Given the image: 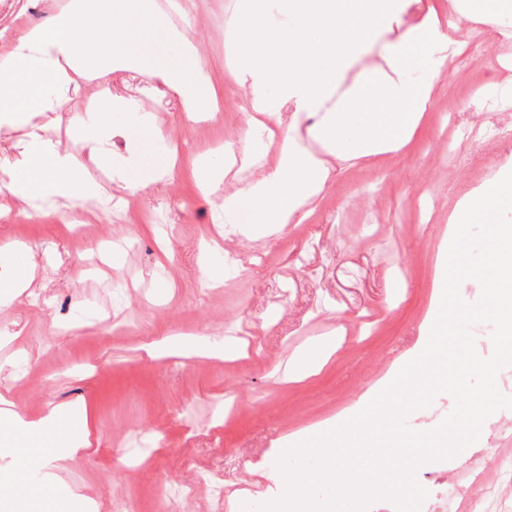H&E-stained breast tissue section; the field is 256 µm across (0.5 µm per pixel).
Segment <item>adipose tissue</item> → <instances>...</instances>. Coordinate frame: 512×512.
<instances>
[{
	"label": "adipose tissue",
	"instance_id": "ef3b65f1",
	"mask_svg": "<svg viewBox=\"0 0 512 512\" xmlns=\"http://www.w3.org/2000/svg\"><path fill=\"white\" fill-rule=\"evenodd\" d=\"M264 0H239L229 20L232 38L228 57L237 84L248 87V124L253 128L283 124L279 103L293 106L277 166L259 169L246 186L224 195V222L244 237L269 236L288 224L304 223L312 203L336 174L340 159L373 160L407 143L435 99L436 79L449 58L470 48L472 33H488L508 45L512 29L493 24L494 14L511 10L512 0H454L456 21L428 10L407 29L400 46L386 52L382 65L364 72L343 93L333 92L352 62L378 36L400 24L401 0H284L290 26L269 25ZM141 25L163 26L168 39L182 43L186 65L139 51L132 43L129 16ZM98 39H88L89 31ZM422 48L425 78L405 80V51ZM137 72L177 97L188 117L217 120L224 83L214 77L191 42L166 16L158 0H70L65 11L44 24L22 28L8 52L0 54V130L22 132L21 159L5 172L0 187L38 208L62 197L87 202L103 192L99 181L67 150L45 139L34 118L55 109L59 84L92 83L115 72ZM133 99L110 90L90 96L85 117L74 120L80 142L92 144L97 160L108 165L113 119L137 111ZM123 133L148 154L123 166L117 185L138 193L171 174L169 147L149 117L125 125ZM321 145L309 150L304 138ZM70 417L50 409L25 420L0 409V447L20 460L39 454L63 459L83 448Z\"/></svg>",
	"mask_w": 512,
	"mask_h": 512
}]
</instances>
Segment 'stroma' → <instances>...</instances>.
<instances>
[{
  "mask_svg": "<svg viewBox=\"0 0 512 512\" xmlns=\"http://www.w3.org/2000/svg\"><path fill=\"white\" fill-rule=\"evenodd\" d=\"M181 13L187 39L214 75L226 64V20L235 0H195ZM68 0H0V50L28 23L63 11ZM497 42L471 58L447 62L433 108L411 141L375 162L344 164L327 182L314 216L266 237L225 234L213 221L225 192L204 195L196 166L224 167V148L248 143L268 166L279 157L281 130L249 131L247 90L224 88L217 121L187 119L181 102L143 75L119 72L106 83L135 99L141 112L181 146L172 178L146 193H103L93 203L103 220L58 199L35 213L5 200L0 213V278L23 251L35 263L28 294L0 310V391L33 420L55 406L71 414L92 452L41 462L40 494L73 492L98 512H164L182 484L194 487L184 512H219L221 486L239 484L231 458L244 459L251 487L236 506L281 496L276 461L290 440L354 411L342 394L372 351L394 357L412 348L436 295L438 254L448 239V203L512 165V65L497 61ZM93 85L56 90V112L42 120L46 139L93 166L77 143L73 119ZM170 241L171 261L160 262ZM164 282L156 295L155 282ZM346 330L316 375L291 382L296 350ZM196 335L230 348L207 359H153L144 345ZM238 402L224 417V398Z\"/></svg>",
  "mask_w": 512,
  "mask_h": 512,
  "instance_id": "obj_1",
  "label": "stroma"
}]
</instances>
